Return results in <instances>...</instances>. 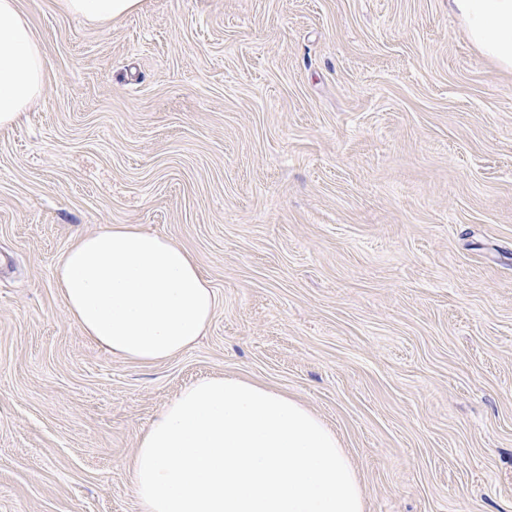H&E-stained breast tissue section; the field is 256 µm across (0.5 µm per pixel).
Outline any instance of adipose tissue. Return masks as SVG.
<instances>
[{
    "instance_id": "obj_1",
    "label": "adipose tissue",
    "mask_w": 512,
    "mask_h": 512,
    "mask_svg": "<svg viewBox=\"0 0 512 512\" xmlns=\"http://www.w3.org/2000/svg\"><path fill=\"white\" fill-rule=\"evenodd\" d=\"M105 26L141 0H57ZM470 40L512 70V0H451ZM48 59L18 0H0V127L45 86ZM70 316L113 358L156 365L193 346L217 297L195 258L168 238L110 224L80 238L54 269ZM128 470L140 512H364L335 431L287 393L238 376L186 386L141 435Z\"/></svg>"
}]
</instances>
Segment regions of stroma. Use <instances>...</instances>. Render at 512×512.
<instances>
[{
  "label": "stroma",
  "instance_id": "1",
  "mask_svg": "<svg viewBox=\"0 0 512 512\" xmlns=\"http://www.w3.org/2000/svg\"><path fill=\"white\" fill-rule=\"evenodd\" d=\"M49 61L0 128V512H139L127 465L237 375L335 428L365 512H512V71L448 0H18ZM109 224L189 250L218 306L151 366L54 281ZM66 13L97 26L127 16L139 9L141 0H55Z\"/></svg>",
  "mask_w": 512,
  "mask_h": 512
}]
</instances>
